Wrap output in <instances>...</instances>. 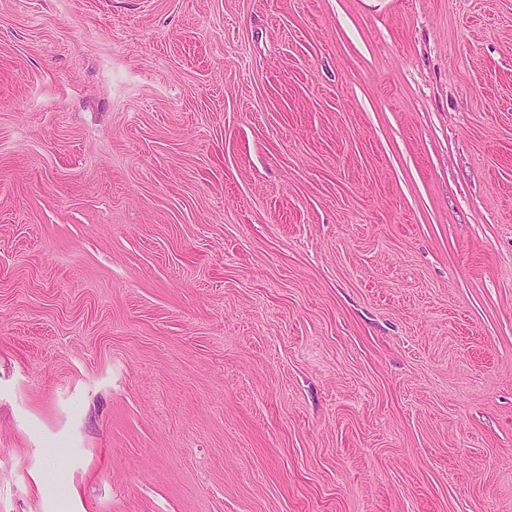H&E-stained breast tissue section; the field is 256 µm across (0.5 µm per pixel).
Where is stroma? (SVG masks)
Here are the masks:
<instances>
[{
    "mask_svg": "<svg viewBox=\"0 0 512 512\" xmlns=\"http://www.w3.org/2000/svg\"><path fill=\"white\" fill-rule=\"evenodd\" d=\"M0 512H512V0H0Z\"/></svg>",
    "mask_w": 512,
    "mask_h": 512,
    "instance_id": "stroma-1",
    "label": "stroma"
}]
</instances>
